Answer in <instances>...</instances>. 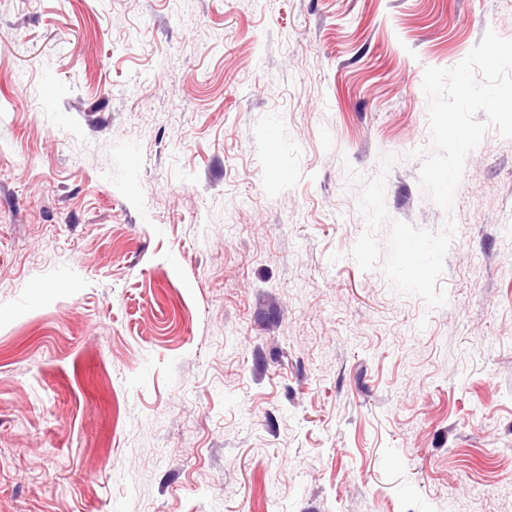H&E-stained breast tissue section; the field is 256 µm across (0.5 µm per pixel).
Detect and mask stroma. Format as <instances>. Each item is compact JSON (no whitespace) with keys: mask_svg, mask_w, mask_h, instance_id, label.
Here are the masks:
<instances>
[{"mask_svg":"<svg viewBox=\"0 0 512 512\" xmlns=\"http://www.w3.org/2000/svg\"><path fill=\"white\" fill-rule=\"evenodd\" d=\"M490 29L0 0V512H512V138L413 156Z\"/></svg>","mask_w":512,"mask_h":512,"instance_id":"1","label":"stroma"}]
</instances>
